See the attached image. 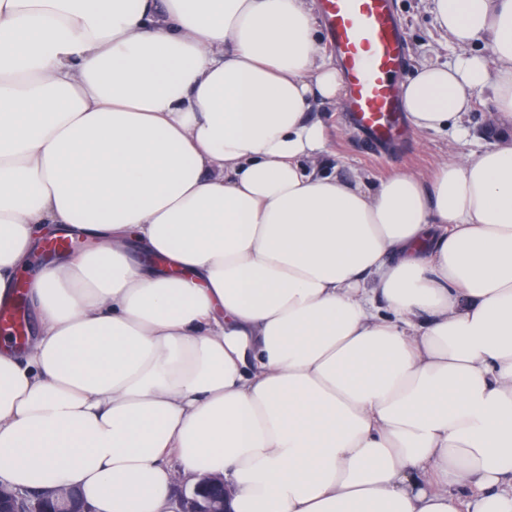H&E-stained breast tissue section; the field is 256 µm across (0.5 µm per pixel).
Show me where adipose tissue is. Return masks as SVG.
<instances>
[{
  "mask_svg": "<svg viewBox=\"0 0 512 512\" xmlns=\"http://www.w3.org/2000/svg\"><path fill=\"white\" fill-rule=\"evenodd\" d=\"M458 48L411 126L512 123V0H435ZM485 44L486 54L474 53ZM342 77L308 0H0V478L90 512H512V143L377 184L323 161ZM159 257L156 265L137 252ZM192 488V489H191ZM181 490L185 493L179 503L178 498ZM171 512H229L226 508L224 496V480L216 475L203 477L192 487L184 481L173 491L171 502Z\"/></svg>",
  "mask_w": 512,
  "mask_h": 512,
  "instance_id": "ef3b65f1",
  "label": "adipose tissue"
}]
</instances>
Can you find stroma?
<instances>
[{"label":"stroma","instance_id":"35a3bbf8","mask_svg":"<svg viewBox=\"0 0 512 512\" xmlns=\"http://www.w3.org/2000/svg\"><path fill=\"white\" fill-rule=\"evenodd\" d=\"M432 0H394V11L405 41V59L401 77H408L419 61L445 64L453 61L457 49L435 24ZM493 106L486 93L476 92L473 108L467 115L469 134L407 130L389 155L373 150L347 118L344 105L325 106L315 113L329 130L325 160L339 166L342 174L360 173L371 181L385 179L398 172L432 176L438 165L450 157L461 159L493 148L497 138L487 134V118Z\"/></svg>","mask_w":512,"mask_h":512}]
</instances>
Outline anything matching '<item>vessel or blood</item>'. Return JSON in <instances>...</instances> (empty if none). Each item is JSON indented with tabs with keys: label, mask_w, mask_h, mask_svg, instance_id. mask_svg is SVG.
<instances>
[{
	"label": "vessel or blood",
	"mask_w": 512,
	"mask_h": 512,
	"mask_svg": "<svg viewBox=\"0 0 512 512\" xmlns=\"http://www.w3.org/2000/svg\"><path fill=\"white\" fill-rule=\"evenodd\" d=\"M331 41L340 60L351 123L387 147L401 136L396 75L403 35L393 0H324Z\"/></svg>",
	"instance_id": "vessel-or-blood-1"
}]
</instances>
